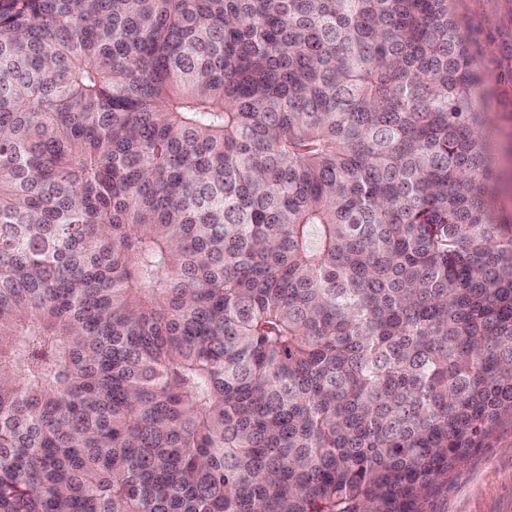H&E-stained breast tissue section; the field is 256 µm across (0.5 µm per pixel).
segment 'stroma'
Listing matches in <instances>:
<instances>
[{
  "instance_id": "obj_1",
  "label": "stroma",
  "mask_w": 512,
  "mask_h": 512,
  "mask_svg": "<svg viewBox=\"0 0 512 512\" xmlns=\"http://www.w3.org/2000/svg\"><path fill=\"white\" fill-rule=\"evenodd\" d=\"M480 78L488 152L486 191L496 219L512 216V0H453ZM430 512H512V423L501 424L489 447L473 450L448 477Z\"/></svg>"
}]
</instances>
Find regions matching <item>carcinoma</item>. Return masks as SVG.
<instances>
[{
  "label": "carcinoma",
  "instance_id": "carcinoma-1",
  "mask_svg": "<svg viewBox=\"0 0 512 512\" xmlns=\"http://www.w3.org/2000/svg\"><path fill=\"white\" fill-rule=\"evenodd\" d=\"M450 0H0V512H428L512 420Z\"/></svg>",
  "mask_w": 512,
  "mask_h": 512
}]
</instances>
